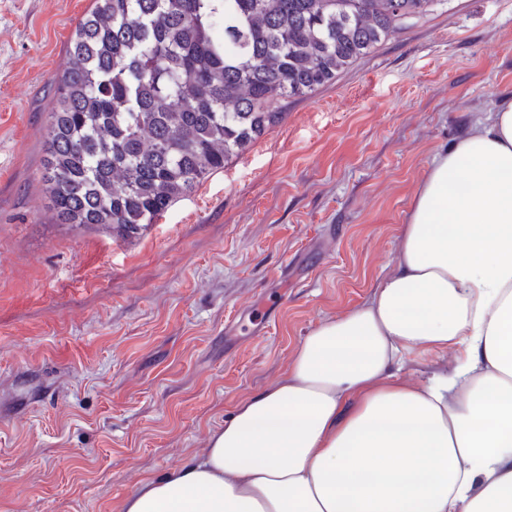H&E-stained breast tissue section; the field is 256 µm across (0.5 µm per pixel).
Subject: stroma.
Masks as SVG:
<instances>
[{"instance_id":"1","label":"stroma","mask_w":512,"mask_h":512,"mask_svg":"<svg viewBox=\"0 0 512 512\" xmlns=\"http://www.w3.org/2000/svg\"><path fill=\"white\" fill-rule=\"evenodd\" d=\"M92 0H0V512H120L396 267L434 156L512 99V0H439L122 241L51 218Z\"/></svg>"}]
</instances>
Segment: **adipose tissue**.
Instances as JSON below:
<instances>
[{"mask_svg": "<svg viewBox=\"0 0 512 512\" xmlns=\"http://www.w3.org/2000/svg\"><path fill=\"white\" fill-rule=\"evenodd\" d=\"M121 512H512V100L435 155L395 271ZM454 358L455 353L452 350H448V353L412 356L409 358L401 375L410 383H418L423 381L428 374L436 368L445 367L447 365L449 368L453 364Z\"/></svg>", "mask_w": 512, "mask_h": 512, "instance_id": "obj_1", "label": "adipose tissue"}]
</instances>
